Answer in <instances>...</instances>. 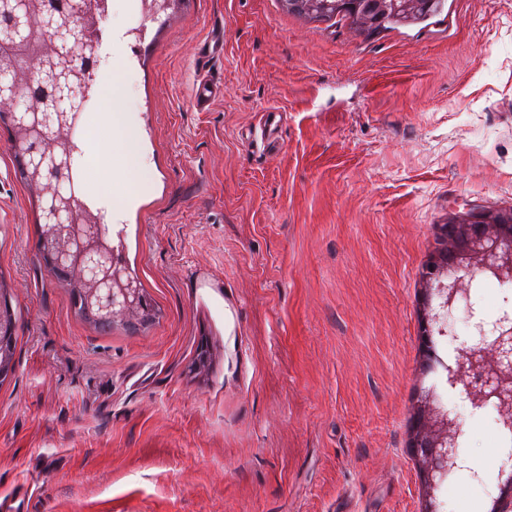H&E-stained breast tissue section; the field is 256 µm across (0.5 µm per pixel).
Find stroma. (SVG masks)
<instances>
[{
    "instance_id": "35a3bbf8",
    "label": "stroma",
    "mask_w": 512,
    "mask_h": 512,
    "mask_svg": "<svg viewBox=\"0 0 512 512\" xmlns=\"http://www.w3.org/2000/svg\"><path fill=\"white\" fill-rule=\"evenodd\" d=\"M122 34L147 176L123 214L152 322L76 313L0 124V383L12 512H418L407 443L416 284L441 225L512 214V0L361 33L279 0H182ZM224 94L194 109L197 53ZM277 109L279 148L250 135ZM461 472L445 512L493 493Z\"/></svg>"
}]
</instances>
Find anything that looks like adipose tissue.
I'll use <instances>...</instances> for the list:
<instances>
[{
  "label": "adipose tissue",
  "mask_w": 512,
  "mask_h": 512,
  "mask_svg": "<svg viewBox=\"0 0 512 512\" xmlns=\"http://www.w3.org/2000/svg\"><path fill=\"white\" fill-rule=\"evenodd\" d=\"M127 89L119 71L104 73L98 110L85 128L83 170L90 185H121L126 201L131 202L141 192L143 167L136 119L132 113L116 109ZM108 152L120 157L119 166H103L102 157Z\"/></svg>",
  "instance_id": "obj_1"
}]
</instances>
